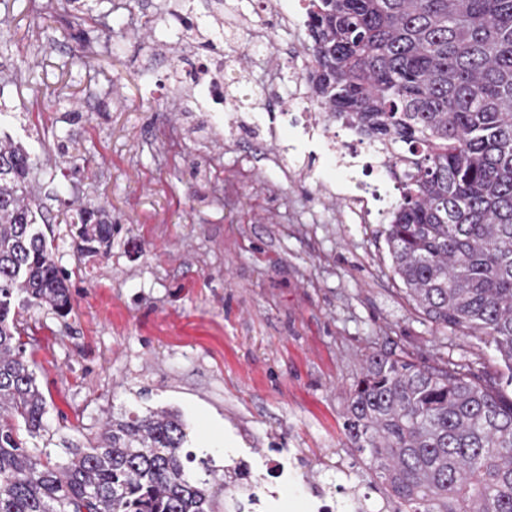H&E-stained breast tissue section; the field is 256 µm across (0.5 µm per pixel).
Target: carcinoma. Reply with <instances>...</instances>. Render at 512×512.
<instances>
[{
  "label": "carcinoma",
  "instance_id": "carcinoma-1",
  "mask_svg": "<svg viewBox=\"0 0 512 512\" xmlns=\"http://www.w3.org/2000/svg\"><path fill=\"white\" fill-rule=\"evenodd\" d=\"M306 15L318 111L410 163L385 237L406 299L504 368L373 353L348 391L350 447L393 512H512V0H308ZM36 165L0 135V512H215L178 410L126 412L60 453L29 446L48 408L25 314L72 310ZM69 226L82 253L111 252L105 209L83 202Z\"/></svg>",
  "mask_w": 512,
  "mask_h": 512
}]
</instances>
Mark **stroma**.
<instances>
[{"instance_id":"1","label":"stroma","mask_w":512,"mask_h":512,"mask_svg":"<svg viewBox=\"0 0 512 512\" xmlns=\"http://www.w3.org/2000/svg\"><path fill=\"white\" fill-rule=\"evenodd\" d=\"M298 0H226L220 45L240 94L300 79L306 32L283 15ZM82 21L47 0H0V131L41 161L43 205L58 214L92 199L117 231L88 258L54 225L58 266L72 271V312L40 311L33 358L54 447L84 442L125 409L172 407L198 456L250 462L274 480L273 512H312L316 488L368 495L344 434L346 391L385 350L433 364L450 358L494 374L493 351L437 328L404 297L385 242L388 221L353 224L329 193L333 159L294 154L314 174L284 177L273 158L295 130L256 146L254 124L190 133L206 121L169 93L189 42L179 0H88ZM264 32L263 52L253 46Z\"/></svg>"}]
</instances>
